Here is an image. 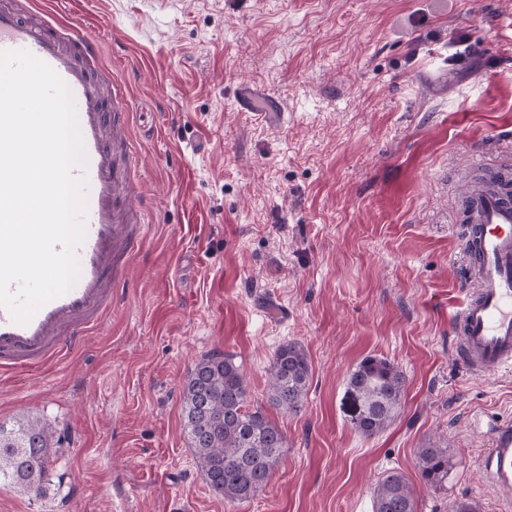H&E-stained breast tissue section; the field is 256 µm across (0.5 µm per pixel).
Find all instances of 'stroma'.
Returning a JSON list of instances; mask_svg holds the SVG:
<instances>
[{
  "label": "stroma",
  "mask_w": 512,
  "mask_h": 512,
  "mask_svg": "<svg viewBox=\"0 0 512 512\" xmlns=\"http://www.w3.org/2000/svg\"><path fill=\"white\" fill-rule=\"evenodd\" d=\"M128 90L149 205L122 276L128 298L82 346L0 373V423L52 427L43 492L0 483V512H371L391 469L418 512H512L486 486L488 439L512 422V367L458 359L464 180L512 156V0H68ZM280 100L241 110L240 86ZM311 377L300 412L269 402L275 351ZM233 355L249 408L287 446L267 486L212 492L182 430L183 387L205 354ZM403 372L384 432L351 421L364 358ZM447 446L448 480L417 448ZM421 478L432 487H441L448 480V469L451 458L447 446L443 447L436 441H429L422 448H417Z\"/></svg>",
  "instance_id": "35a3bbf8"
}]
</instances>
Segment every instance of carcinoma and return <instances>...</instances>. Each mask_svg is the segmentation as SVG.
<instances>
[{
    "instance_id": "cac0c4a2",
    "label": "carcinoma",
    "mask_w": 512,
    "mask_h": 512,
    "mask_svg": "<svg viewBox=\"0 0 512 512\" xmlns=\"http://www.w3.org/2000/svg\"><path fill=\"white\" fill-rule=\"evenodd\" d=\"M310 381V365L296 343L276 350L269 368L270 403L284 415L298 413ZM403 373L393 363L363 359L350 374L347 388L355 403L352 422L373 436L393 422L402 402ZM247 387L234 357L214 352L188 373L182 404L183 431L196 466L208 487L229 501L256 495L267 485L286 438L258 408L246 410ZM421 478L432 487L448 480V448L430 441L416 450ZM51 458L48 425L39 418L0 424V481L27 493L42 492ZM372 512H417L414 491L405 475L391 469L373 488Z\"/></svg>"
}]
</instances>
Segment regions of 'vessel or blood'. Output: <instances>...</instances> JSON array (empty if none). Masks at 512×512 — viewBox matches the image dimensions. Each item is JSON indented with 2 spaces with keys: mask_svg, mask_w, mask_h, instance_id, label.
I'll use <instances>...</instances> for the list:
<instances>
[{
  "mask_svg": "<svg viewBox=\"0 0 512 512\" xmlns=\"http://www.w3.org/2000/svg\"><path fill=\"white\" fill-rule=\"evenodd\" d=\"M19 49L50 65L74 97L87 155L86 238L77 250L79 277L67 293L24 325L0 306L1 372L38 370L101 327L126 285L116 269L135 253V229L148 218L137 192L138 153L125 143L130 102L112 86L98 41L79 18L62 17L38 0H0V50ZM467 200V290L452 329L468 368L483 376L512 367V194L478 187ZM481 469L512 499L511 423L491 432Z\"/></svg>",
  "mask_w": 512,
  "mask_h": 512,
  "instance_id": "vessel-or-blood-1",
  "label": "vessel or blood"
}]
</instances>
